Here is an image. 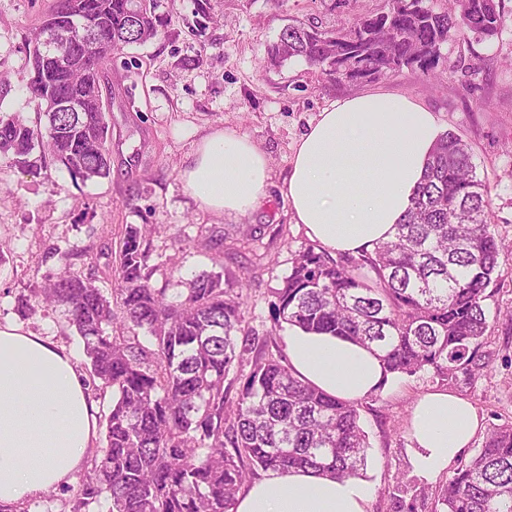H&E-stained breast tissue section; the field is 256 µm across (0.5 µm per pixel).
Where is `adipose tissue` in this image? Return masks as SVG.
Returning a JSON list of instances; mask_svg holds the SVG:
<instances>
[{
	"mask_svg": "<svg viewBox=\"0 0 512 512\" xmlns=\"http://www.w3.org/2000/svg\"><path fill=\"white\" fill-rule=\"evenodd\" d=\"M441 135L435 113L408 95L375 91L329 103L299 139L282 182L294 223L333 253L391 240ZM180 175L199 208L247 216L264 201L271 168L246 137L217 128ZM287 345L295 374L339 400L357 402L394 382L377 355L351 340L296 329ZM96 408L63 348L0 326V504L73 480L96 437ZM480 427L467 399L439 388L420 393L407 425L413 474L437 481ZM372 499L361 478L269 471L238 493L232 512H370Z\"/></svg>",
	"mask_w": 512,
	"mask_h": 512,
	"instance_id": "obj_1",
	"label": "adipose tissue"
}]
</instances>
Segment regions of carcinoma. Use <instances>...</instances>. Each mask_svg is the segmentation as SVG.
<instances>
[{
  "label": "carcinoma",
  "instance_id": "1",
  "mask_svg": "<svg viewBox=\"0 0 512 512\" xmlns=\"http://www.w3.org/2000/svg\"><path fill=\"white\" fill-rule=\"evenodd\" d=\"M134 4L53 0L46 17L66 35L70 64L60 67L27 44V90L35 101L49 86L63 102L82 100L84 111L46 112L41 128L1 113L0 152L12 154L15 165L35 167L31 156L40 147L75 181L110 176V126L100 99L113 55L155 38L172 20L157 13V0H139L135 11ZM76 14L84 26H74ZM499 25L500 0H455L444 10L425 0L415 8L390 0L387 10L346 31L288 26L268 60L302 59L334 82H371L415 61L432 73L451 34L488 41ZM98 36L112 51L90 63L87 43ZM150 236L146 224L126 226L111 296L73 270L74 251L61 254L60 271L36 293L64 308L93 385L112 391L105 443L82 475L72 512H87L102 498L109 512H230L261 471L362 476L370 448L362 404L299 379L283 349L245 329L249 272L229 288L216 259L220 271L158 288ZM503 248L492 230L490 189L466 144L447 132L394 238L357 256L305 248L275 289L273 312L303 331L378 352L390 374L429 372L440 385H454L487 367L485 301ZM229 249L250 252L257 266L268 257L248 232ZM389 495L398 512H418L427 499L431 512H512V422L489 429L477 454L438 488L403 473Z\"/></svg>",
  "mask_w": 512,
  "mask_h": 512
}]
</instances>
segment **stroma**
Here are the masks:
<instances>
[{
	"instance_id": "1",
	"label": "stroma",
	"mask_w": 512,
	"mask_h": 512,
	"mask_svg": "<svg viewBox=\"0 0 512 512\" xmlns=\"http://www.w3.org/2000/svg\"><path fill=\"white\" fill-rule=\"evenodd\" d=\"M51 0H0V78L10 86L0 110L36 124L26 92L25 40L40 24ZM213 23L197 31L196 0H159L172 22L157 37L125 48L109 78L107 115L112 158L110 178L73 181L46 159L21 170L0 154V325L11 322L64 348L84 371L83 343L59 309L21 311L60 255L77 251L74 269L111 293L126 225L156 224L151 261L155 285L189 280L213 270L221 259L226 276L237 277L243 254L228 244L251 230L269 256L251 268L244 293L245 327L285 345L287 327L272 311L293 256L309 247L303 225L293 223L280 193L294 147L322 108L364 91L406 94L435 112L443 131L468 146L477 172L490 187L492 228L504 248L498 276L489 286V312L512 310V0H501L498 35L489 41L455 36L442 47V62L430 74L408 69L360 84L334 83L300 60L270 64L267 51L282 29L304 23L336 31L356 19L387 10L388 0H211ZM140 68L127 71L125 57ZM228 127L247 136L267 155L275 183L261 210L251 216L217 215L199 209L184 189L180 171L202 136ZM282 228L272 238L273 228ZM481 376L460 380L452 392L468 399L481 428L462 456L469 461L487 429L512 421V324L490 320ZM430 374L400 378L374 394L361 423L370 442L363 477L374 488L372 512H396L387 491L408 458L407 420L415 397L433 387Z\"/></svg>"
}]
</instances>
